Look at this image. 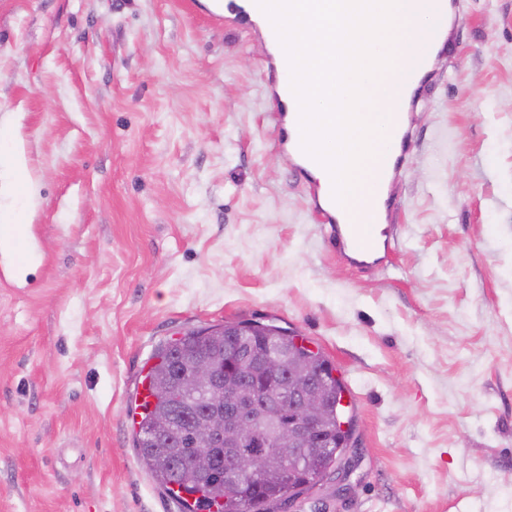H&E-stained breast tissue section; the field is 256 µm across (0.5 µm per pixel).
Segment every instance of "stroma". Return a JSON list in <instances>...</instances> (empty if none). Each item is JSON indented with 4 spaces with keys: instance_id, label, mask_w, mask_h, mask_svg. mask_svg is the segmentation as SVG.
Here are the masks:
<instances>
[{
    "instance_id": "stroma-1",
    "label": "stroma",
    "mask_w": 512,
    "mask_h": 512,
    "mask_svg": "<svg viewBox=\"0 0 512 512\" xmlns=\"http://www.w3.org/2000/svg\"><path fill=\"white\" fill-rule=\"evenodd\" d=\"M461 20L410 110L372 272L324 245L256 26L203 0H0V154L36 191L0 252V512H182L131 408L159 348L230 322L335 367L333 512H512V0Z\"/></svg>"
}]
</instances>
